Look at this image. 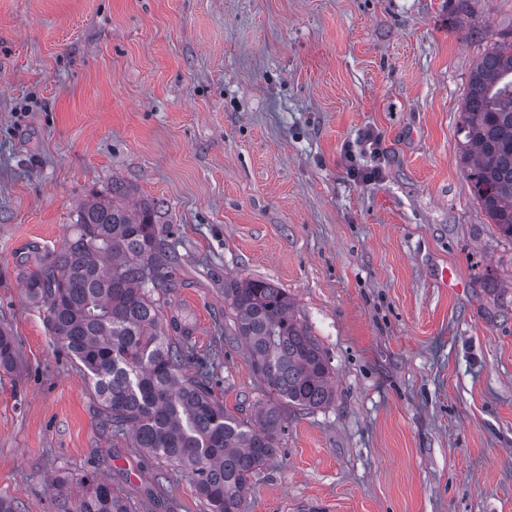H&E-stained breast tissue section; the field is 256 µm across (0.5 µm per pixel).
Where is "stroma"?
I'll use <instances>...</instances> for the list:
<instances>
[{
    "mask_svg": "<svg viewBox=\"0 0 512 512\" xmlns=\"http://www.w3.org/2000/svg\"><path fill=\"white\" fill-rule=\"evenodd\" d=\"M509 38L512 0H0V495L57 512L52 477L94 472L136 512H205L23 290L118 181L162 205L165 313L229 411L262 390L225 281L285 290L330 359L333 401L287 412L249 512H512V239L459 161L471 72Z\"/></svg>",
    "mask_w": 512,
    "mask_h": 512,
    "instance_id": "35a3bbf8",
    "label": "stroma"
}]
</instances>
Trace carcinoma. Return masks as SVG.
Listing matches in <instances>:
<instances>
[{"label":"carcinoma","mask_w":512,"mask_h":512,"mask_svg":"<svg viewBox=\"0 0 512 512\" xmlns=\"http://www.w3.org/2000/svg\"><path fill=\"white\" fill-rule=\"evenodd\" d=\"M460 160L480 205L512 238V39L494 44L469 80ZM157 208L95 198L80 206L64 249L24 274L25 293L46 306L57 343L92 381L102 414L134 447L193 477L209 512H248L253 479L278 453L285 412L331 403L330 361L288 294L260 279L226 285L231 334L247 348L264 398L246 418L216 396L177 317L163 330L160 298L177 287L178 257L162 237ZM17 352L0 330V368ZM60 512H134L121 489L96 474L52 483Z\"/></svg>","instance_id":"obj_1"}]
</instances>
